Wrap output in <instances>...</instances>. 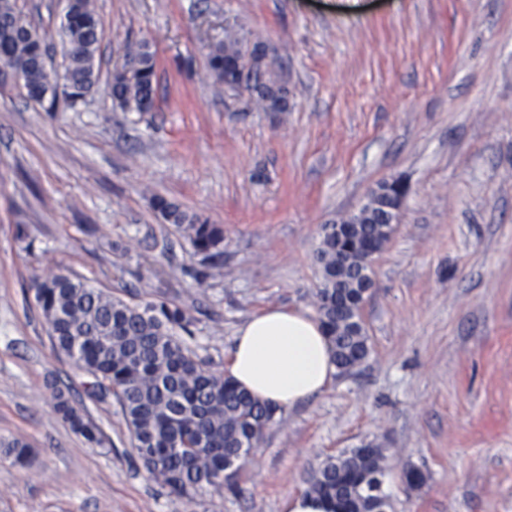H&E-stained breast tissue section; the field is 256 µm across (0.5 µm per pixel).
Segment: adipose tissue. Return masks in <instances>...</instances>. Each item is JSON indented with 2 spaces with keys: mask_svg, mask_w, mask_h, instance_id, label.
<instances>
[{
  "mask_svg": "<svg viewBox=\"0 0 512 512\" xmlns=\"http://www.w3.org/2000/svg\"><path fill=\"white\" fill-rule=\"evenodd\" d=\"M337 371L326 330L312 313L270 308L236 332L228 374L256 399L290 408L324 389Z\"/></svg>",
  "mask_w": 512,
  "mask_h": 512,
  "instance_id": "obj_1",
  "label": "adipose tissue"
}]
</instances>
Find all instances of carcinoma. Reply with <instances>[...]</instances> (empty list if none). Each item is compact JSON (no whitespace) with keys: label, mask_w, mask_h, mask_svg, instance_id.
Masks as SVG:
<instances>
[{"label":"carcinoma","mask_w":512,"mask_h":512,"mask_svg":"<svg viewBox=\"0 0 512 512\" xmlns=\"http://www.w3.org/2000/svg\"><path fill=\"white\" fill-rule=\"evenodd\" d=\"M0 55L7 57L27 93L55 91L56 72L38 58L47 51V35L33 40V26L16 0H0ZM103 31L93 0H73L71 20L61 40L71 79L64 97L70 103L82 95L83 81L96 71ZM258 59L262 47L246 50L240 38L224 30V39L209 47L210 71L224 74L229 84L245 82L266 112L288 111V100L276 80L258 70H244L245 57ZM155 58L148 44L138 53V68L112 76V100L123 110L140 112L155 97ZM399 181L376 187L368 203L340 220L326 224L315 253L318 286L315 310L327 329L337 368L349 373L370 351L361 322L362 308L372 288L369 256L390 239L389 224L399 195ZM161 219L191 246L193 254L218 266L224 256V229L177 202L158 197ZM29 291L48 326L53 347L91 378L89 395L112 396L120 408L131 441L149 479L169 494L186 497L203 490L224 491L233 478L224 475V459L244 457L258 444L277 408L263 403L212 367L182 338L191 334L192 318L177 301L142 299L137 303L92 286L62 269H49L31 280ZM55 412L91 444H102L96 424L74 405L70 388L49 384ZM27 445L15 440L4 458L27 460ZM384 449L371 454L348 448L310 468L306 492L339 501L349 512H388L382 493Z\"/></svg>","instance_id":"1"}]
</instances>
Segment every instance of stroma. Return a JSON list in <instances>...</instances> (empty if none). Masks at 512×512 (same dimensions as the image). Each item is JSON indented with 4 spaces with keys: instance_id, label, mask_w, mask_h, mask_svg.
Here are the masks:
<instances>
[{
    "instance_id": "1",
    "label": "stroma",
    "mask_w": 512,
    "mask_h": 512,
    "mask_svg": "<svg viewBox=\"0 0 512 512\" xmlns=\"http://www.w3.org/2000/svg\"><path fill=\"white\" fill-rule=\"evenodd\" d=\"M99 79L47 111L0 79V512H282L312 465L374 441L391 512H512V0H94ZM261 44L285 113L229 90L209 44ZM155 107L112 103L142 43ZM406 186L363 308L370 352L251 449L238 492L189 498L147 479L118 406L57 353L34 276L63 269L122 297L176 299L189 343L227 367L236 330L270 307L312 310L323 225L384 181ZM224 227L213 270L153 207ZM70 386L93 446L49 401ZM427 476L408 487L405 466Z\"/></svg>"
}]
</instances>
